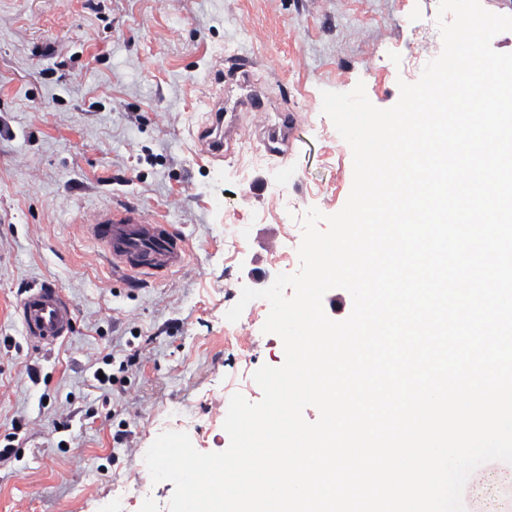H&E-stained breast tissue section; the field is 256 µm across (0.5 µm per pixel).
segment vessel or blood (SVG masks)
<instances>
[{"label":"vessel or blood","instance_id":"b4317fda","mask_svg":"<svg viewBox=\"0 0 512 512\" xmlns=\"http://www.w3.org/2000/svg\"><path fill=\"white\" fill-rule=\"evenodd\" d=\"M297 125L295 113H281L279 123L264 132L267 149L287 157ZM201 135L211 154L223 156L228 138L223 102L212 103L209 121ZM73 221L106 247L113 266L139 276L169 274L182 268L189 257L186 241L174 233L171 225L137 208L115 207L89 216L79 212ZM17 315L26 337L50 348L69 339L74 332L72 302L60 289L49 285L29 288L17 307Z\"/></svg>","mask_w":512,"mask_h":512}]
</instances>
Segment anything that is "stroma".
<instances>
[{"instance_id":"stroma-1","label":"stroma","mask_w":512,"mask_h":512,"mask_svg":"<svg viewBox=\"0 0 512 512\" xmlns=\"http://www.w3.org/2000/svg\"><path fill=\"white\" fill-rule=\"evenodd\" d=\"M438 0H0V512H168L169 482L144 456L183 427L201 452L229 445L224 406L259 401L252 379L284 361L257 304L224 320L234 290L299 271L301 219L340 211L352 151L321 93L364 82L377 108L442 51ZM253 60L266 113L213 158L201 130L237 89L229 61ZM297 112L288 158L242 172L264 151L268 114ZM288 171L280 183V171ZM136 206L173 224L187 264L158 279L115 270L75 212ZM244 224L239 248L224 228ZM61 288L73 335L30 346L15 316L25 289ZM137 365L123 367L129 347ZM109 396L90 387L97 367ZM188 412L177 424L175 410ZM68 421V430L59 422ZM125 431L117 444L113 436ZM470 512H512V464L474 476Z\"/></svg>"}]
</instances>
